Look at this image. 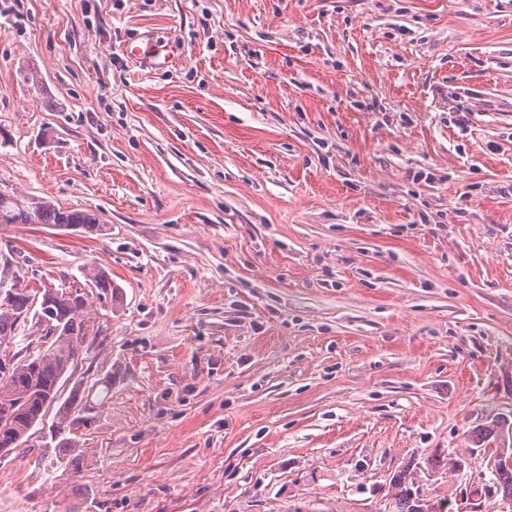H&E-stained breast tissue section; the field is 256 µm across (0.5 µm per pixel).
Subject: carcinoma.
<instances>
[{
	"mask_svg": "<svg viewBox=\"0 0 512 512\" xmlns=\"http://www.w3.org/2000/svg\"><path fill=\"white\" fill-rule=\"evenodd\" d=\"M0 224H49L66 230L91 232L98 228L95 214L86 209L60 208L35 195L24 194L0 184ZM89 289L45 285L40 289L20 283L15 274L0 279V346H17L28 336L27 325L41 330L42 347L33 354L18 350L10 359L0 361V451L19 447L29 432L44 422L47 409L55 402L60 382L85 349L90 336L93 312L109 307L117 296L111 274L93 264L84 265ZM76 422L72 404L58 408L56 434L71 429ZM512 423L503 417L491 420L471 432L473 448L469 455H479L491 472V484L481 486V493L512 502V466L501 457H512ZM465 459L457 451L433 455L428 469L447 475L464 468ZM415 480L408 467L402 466L390 480L386 512H442L439 502L420 489L410 490Z\"/></svg>",
	"mask_w": 512,
	"mask_h": 512,
	"instance_id": "cac0c4a2",
	"label": "carcinoma"
}]
</instances>
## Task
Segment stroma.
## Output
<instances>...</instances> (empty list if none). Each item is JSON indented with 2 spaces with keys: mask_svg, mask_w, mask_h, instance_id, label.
<instances>
[{
  "mask_svg": "<svg viewBox=\"0 0 512 512\" xmlns=\"http://www.w3.org/2000/svg\"><path fill=\"white\" fill-rule=\"evenodd\" d=\"M151 44L148 56L126 45ZM21 283L119 286L0 512H384L512 412V0H0ZM0 224H49L65 230L92 232L98 228L95 214L86 209L60 208L35 195L0 184ZM465 459L456 450L449 451L447 455H433L428 459V469L434 474L447 475L464 468Z\"/></svg>",
  "mask_w": 512,
  "mask_h": 512,
  "instance_id": "1",
  "label": "stroma"
}]
</instances>
